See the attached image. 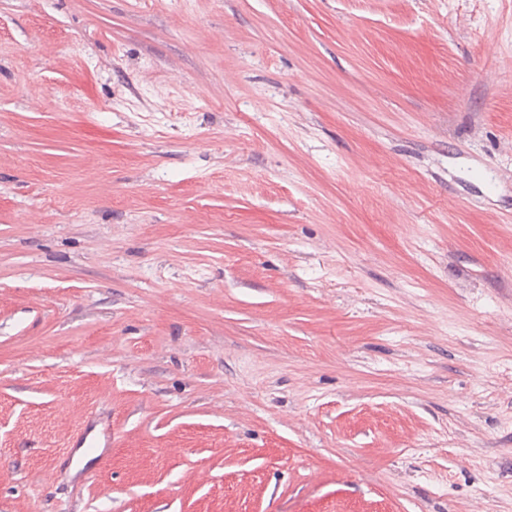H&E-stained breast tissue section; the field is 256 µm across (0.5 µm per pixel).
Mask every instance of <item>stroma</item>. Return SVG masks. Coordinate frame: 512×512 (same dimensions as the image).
Masks as SVG:
<instances>
[{
    "instance_id": "1",
    "label": "stroma",
    "mask_w": 512,
    "mask_h": 512,
    "mask_svg": "<svg viewBox=\"0 0 512 512\" xmlns=\"http://www.w3.org/2000/svg\"><path fill=\"white\" fill-rule=\"evenodd\" d=\"M0 512H512V0H0Z\"/></svg>"
}]
</instances>
